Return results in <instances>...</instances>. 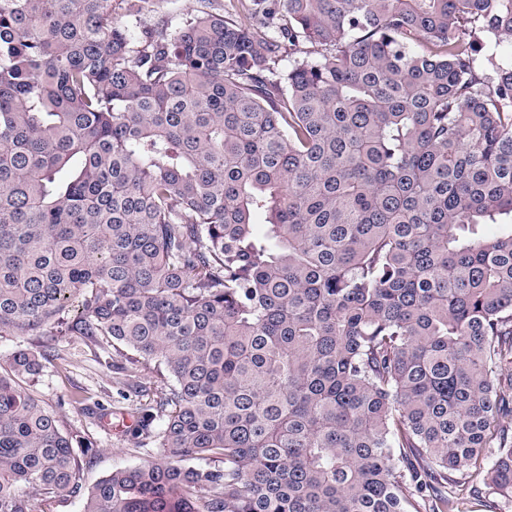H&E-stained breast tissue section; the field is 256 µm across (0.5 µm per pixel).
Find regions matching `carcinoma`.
<instances>
[{
	"label": "carcinoma",
	"mask_w": 512,
	"mask_h": 512,
	"mask_svg": "<svg viewBox=\"0 0 512 512\" xmlns=\"http://www.w3.org/2000/svg\"><path fill=\"white\" fill-rule=\"evenodd\" d=\"M504 36L512 0H247L139 39L113 0H0V336L46 337L0 365V512L512 499ZM65 336L123 391L170 380L148 460L85 494L96 442L30 392ZM473 485L474 487H477L479 495H482L483 497L480 499H482L484 502H478L472 499V492L474 489ZM473 485L470 483L459 486L457 488L459 497L466 498L468 502H474L469 503V507L473 506L474 508L472 509L478 510L480 512H512V500L505 499L495 493H492V491L486 488L479 480L477 481V484L474 482Z\"/></svg>",
	"instance_id": "cac0c4a2"
}]
</instances>
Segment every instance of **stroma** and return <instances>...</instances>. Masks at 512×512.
Returning <instances> with one entry per match:
<instances>
[{"label":"stroma","mask_w":512,"mask_h":512,"mask_svg":"<svg viewBox=\"0 0 512 512\" xmlns=\"http://www.w3.org/2000/svg\"><path fill=\"white\" fill-rule=\"evenodd\" d=\"M231 16L239 12L240 0H146L139 14L125 10L117 0L115 15L128 25L134 35H142L161 25L177 28L202 7ZM62 358L47 363L33 387L34 395L49 409L57 412L62 426L79 430L93 437L99 451L92 464L82 470V485L92 488L100 479L118 467L134 466L144 460L133 439V412L140 397L129 395L120 399L111 370L101 366L92 348L79 338L64 341ZM104 404L107 413L97 418L88 414V407Z\"/></svg>","instance_id":"obj_1"}]
</instances>
